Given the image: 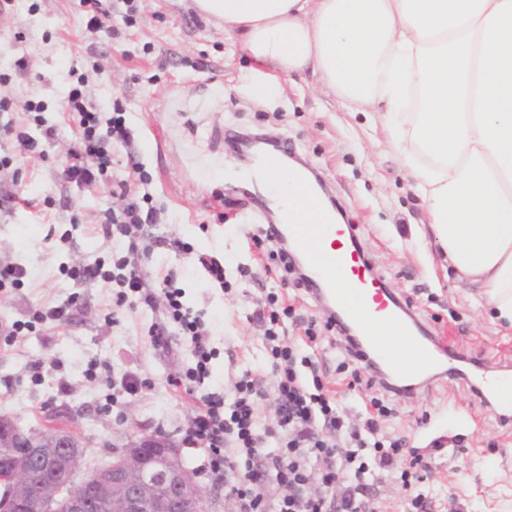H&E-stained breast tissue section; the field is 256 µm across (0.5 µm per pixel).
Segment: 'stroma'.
<instances>
[{
    "mask_svg": "<svg viewBox=\"0 0 512 512\" xmlns=\"http://www.w3.org/2000/svg\"><path fill=\"white\" fill-rule=\"evenodd\" d=\"M137 5L131 23L113 14L117 39L87 28L80 0H11L0 13V74L9 77L0 97L15 104L9 117L37 140L45 126L58 129L40 155L0 139V155L10 158L0 167V265L19 263L31 274L25 286L0 291V414L47 432L68 413L86 446L87 470L111 462L113 449L142 433L183 439L198 404L180 380L195 356L189 337L168 324L164 297L151 307L118 308L111 289L67 275L126 248V239L103 231L105 210L123 205L112 193L121 181L148 193L160 216L140 240L151 248L145 269L153 277L175 270L184 306L208 328L214 355L205 390L232 392L239 373L265 365L251 315L269 292L301 317L285 324L288 341L302 337L303 320L321 315L313 291L265 274L270 248L254 237L277 216L259 186L239 177L252 158L228 142L242 133L270 138L287 147L289 161L322 175L341 223L353 225L373 270L437 348L512 378V326L482 307L477 286L449 272L388 130L344 109L309 73L281 78V92L256 95V63L192 0ZM20 58L29 67L19 74ZM81 77L101 117L120 104L131 131L129 142L112 144V164L93 187L62 176L77 130L58 104ZM33 95L45 106L37 117L23 109ZM170 239L188 243L189 252L167 247ZM202 254L223 263L226 287L198 263ZM61 305L64 321L24 330L35 312ZM161 323L168 331L159 341L152 330ZM338 353L333 335L322 336L316 355L327 368L325 384L356 421L363 401L338 374ZM127 372L143 381L133 396L115 386ZM391 402L394 411L379 426L431 460L423 485L438 512H512V421L501 422L494 399L469 377L428 374Z\"/></svg>",
    "mask_w": 512,
    "mask_h": 512,
    "instance_id": "1",
    "label": "stroma"
}]
</instances>
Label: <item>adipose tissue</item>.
<instances>
[{
  "label": "adipose tissue",
  "instance_id": "obj_1",
  "mask_svg": "<svg viewBox=\"0 0 512 512\" xmlns=\"http://www.w3.org/2000/svg\"><path fill=\"white\" fill-rule=\"evenodd\" d=\"M279 74L321 76L387 125L457 280L512 323V0H195ZM266 171L297 224L337 222L298 181Z\"/></svg>",
  "mask_w": 512,
  "mask_h": 512
}]
</instances>
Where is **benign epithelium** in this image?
<instances>
[{
  "mask_svg": "<svg viewBox=\"0 0 512 512\" xmlns=\"http://www.w3.org/2000/svg\"><path fill=\"white\" fill-rule=\"evenodd\" d=\"M0 512H216V502L185 466L178 442L144 435L112 453V462L81 470L85 446L68 427L21 430L0 414Z\"/></svg>",
  "mask_w": 512,
  "mask_h": 512,
  "instance_id": "7a95c632",
  "label": "benign epithelium"
}]
</instances>
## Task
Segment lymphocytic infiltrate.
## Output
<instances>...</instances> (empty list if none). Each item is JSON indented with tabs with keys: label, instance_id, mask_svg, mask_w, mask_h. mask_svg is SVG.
I'll return each mask as SVG.
<instances>
[{
	"label": "lymphocytic infiltrate",
	"instance_id": "f902f5d3",
	"mask_svg": "<svg viewBox=\"0 0 512 512\" xmlns=\"http://www.w3.org/2000/svg\"><path fill=\"white\" fill-rule=\"evenodd\" d=\"M59 109L76 118L79 127L62 175L79 185H96L111 162L109 141L130 136L124 113L114 109L108 124H101L79 87L68 92ZM155 221L156 210L146 195L131 196L121 209L107 210L106 226L129 240L126 252L109 266L96 260L75 267L72 277L114 289L113 302L118 306L150 307L157 295H164L170 321L190 336L197 359L184 379L200 385L210 375L212 358L206 325L185 309L174 272L148 279L142 268L143 253L133 240L137 231ZM293 315L292 306L275 298L254 311L253 319L263 329L266 368L244 370L233 394L201 395L185 440L205 445L208 457L203 473L223 482L232 512H377L371 492L375 480L404 473L409 464L426 470L431 464L410 455L406 439L381 433L378 420L391 411L385 399L369 397L370 410L362 424L346 425L335 400L326 393L323 372L312 352L322 330L337 331L344 356L338 370L350 373L352 390L365 387L354 365L367 363V355L332 313L324 321L308 322L303 346L282 343L279 329ZM269 393L274 396L276 424L272 427L262 424L258 415V406ZM274 486L280 487V495H271Z\"/></svg>",
	"mask_w": 512,
	"mask_h": 512
}]
</instances>
